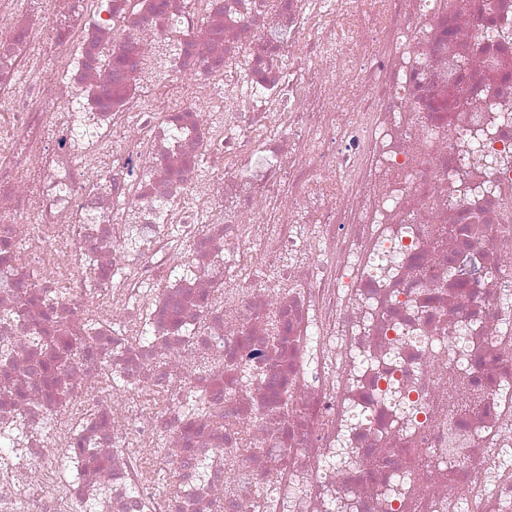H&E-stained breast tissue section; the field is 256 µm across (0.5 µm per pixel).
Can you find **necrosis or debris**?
Listing matches in <instances>:
<instances>
[{
  "instance_id": "necrosis-or-debris-1",
  "label": "necrosis or debris",
  "mask_w": 512,
  "mask_h": 512,
  "mask_svg": "<svg viewBox=\"0 0 512 512\" xmlns=\"http://www.w3.org/2000/svg\"><path fill=\"white\" fill-rule=\"evenodd\" d=\"M493 14L0 0V512H512Z\"/></svg>"
}]
</instances>
